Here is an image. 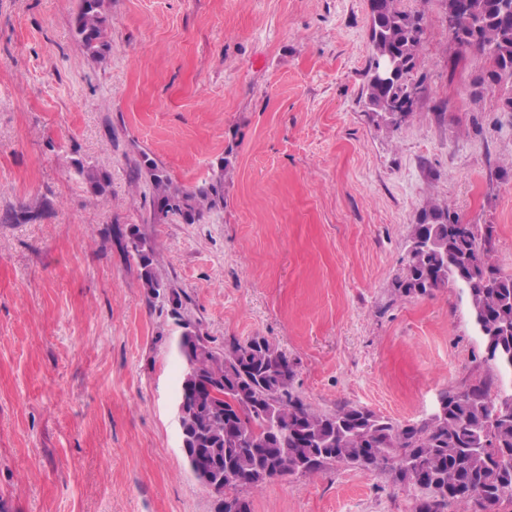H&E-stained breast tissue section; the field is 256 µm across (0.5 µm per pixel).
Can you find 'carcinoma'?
Instances as JSON below:
<instances>
[{"instance_id": "cac0c4a2", "label": "carcinoma", "mask_w": 512, "mask_h": 512, "mask_svg": "<svg viewBox=\"0 0 512 512\" xmlns=\"http://www.w3.org/2000/svg\"><path fill=\"white\" fill-rule=\"evenodd\" d=\"M445 13L459 16L449 31L460 47L486 56L490 67L477 85L503 91L502 107L512 112V0H443ZM372 57L390 54L393 78L379 85L366 81L364 112L396 129L418 102L419 84L411 73L423 49L421 18L400 10L397 0H370ZM75 33L86 53L102 58L110 50L104 0H82ZM230 155L216 171L187 189L173 182L154 161L146 160L152 210L188 224L224 205V172ZM88 190L101 195L110 183L107 171L80 166ZM124 249L140 267L142 288L164 296L171 319L184 339L180 386L194 370V403L182 426L199 435L200 454L184 461L202 485L219 495L215 512H251L243 496L279 477L316 473L336 464L390 475L402 487L419 492L413 512H450L471 502L474 512H500L512 505V275L492 262L490 229L461 224L459 217L434 204L425 205L408 237L393 294L430 296L456 288L469 307L476 332L497 378L479 377L463 387L442 391L432 413L401 424L366 407L344 404L324 412L294 389V363L264 336L233 340L222 348L185 314L182 295L159 273L158 254L140 237ZM224 387L218 408L211 388Z\"/></svg>"}]
</instances>
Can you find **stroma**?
I'll return each instance as SVG.
<instances>
[{"mask_svg":"<svg viewBox=\"0 0 512 512\" xmlns=\"http://www.w3.org/2000/svg\"><path fill=\"white\" fill-rule=\"evenodd\" d=\"M111 51L74 33L81 0H0V512H214L187 469L178 331L121 234L137 227L216 346L264 336L331 412L405 424L496 376L457 289L392 298L432 203L490 228L512 274V112L448 33L442 0H399L425 43L412 116L359 101L369 0H107ZM224 205L150 220L149 156L186 187L225 151ZM106 169L89 193L78 165ZM251 512H413L391 478L336 465L247 491Z\"/></svg>","mask_w":512,"mask_h":512,"instance_id":"stroma-1","label":"stroma"}]
</instances>
